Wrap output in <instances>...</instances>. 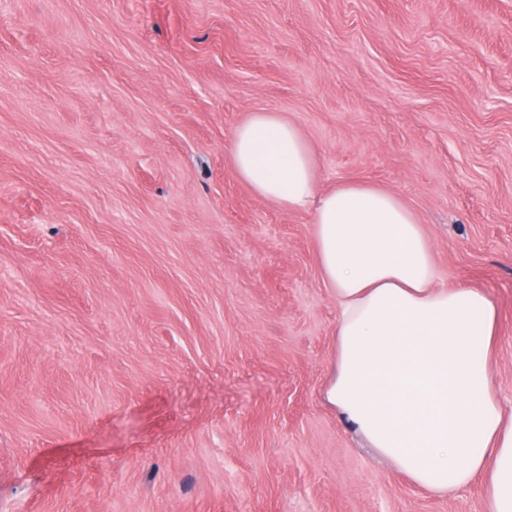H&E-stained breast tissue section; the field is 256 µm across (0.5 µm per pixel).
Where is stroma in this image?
Returning a JSON list of instances; mask_svg holds the SVG:
<instances>
[{
	"instance_id": "35a3bbf8",
	"label": "stroma",
	"mask_w": 512,
	"mask_h": 512,
	"mask_svg": "<svg viewBox=\"0 0 512 512\" xmlns=\"http://www.w3.org/2000/svg\"><path fill=\"white\" fill-rule=\"evenodd\" d=\"M295 122L498 308L512 412V0H0V512H484L327 405L312 215L231 144Z\"/></svg>"
}]
</instances>
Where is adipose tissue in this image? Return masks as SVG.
<instances>
[{
    "mask_svg": "<svg viewBox=\"0 0 512 512\" xmlns=\"http://www.w3.org/2000/svg\"><path fill=\"white\" fill-rule=\"evenodd\" d=\"M231 159L257 197L312 212L338 308L324 399L419 488L444 496L480 475L485 512H512V414L475 362L496 331L493 301L439 285L423 228L394 193L360 182L317 192L313 150L280 113H251Z\"/></svg>",
    "mask_w": 512,
    "mask_h": 512,
    "instance_id": "1",
    "label": "adipose tissue"
}]
</instances>
